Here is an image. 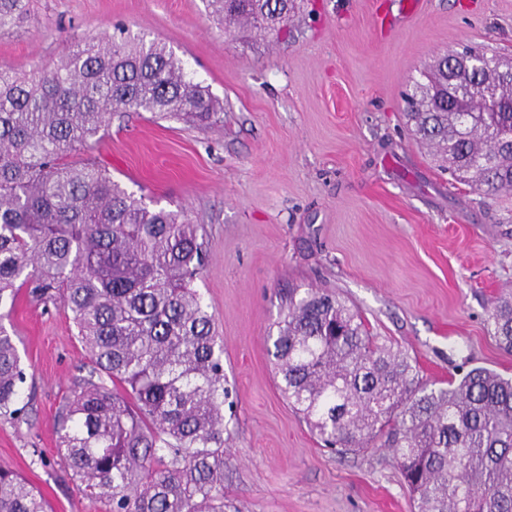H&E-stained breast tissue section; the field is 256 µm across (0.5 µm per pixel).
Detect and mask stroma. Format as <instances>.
I'll return each instance as SVG.
<instances>
[{
	"label": "stroma",
	"instance_id": "stroma-1",
	"mask_svg": "<svg viewBox=\"0 0 512 512\" xmlns=\"http://www.w3.org/2000/svg\"><path fill=\"white\" fill-rule=\"evenodd\" d=\"M306 0L286 35L225 33L206 0H31L0 30V68L52 65L75 41L124 29L172 51L224 103L191 126L114 112L68 155L93 162L151 208L202 225L194 287L224 340L233 401L224 433V512H413L382 448L336 455L282 397L270 332L292 289L332 292L371 336L407 351L424 380L458 366L512 377L488 317L512 291V192L454 181L405 117L404 95L439 56L470 45L512 56V0ZM29 378L26 417H0V468L25 477L52 512H105L57 454L56 417L86 375L62 307L18 297L5 319Z\"/></svg>",
	"mask_w": 512,
	"mask_h": 512
}]
</instances>
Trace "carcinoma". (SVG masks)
Segmentation results:
<instances>
[{
    "label": "carcinoma",
    "instance_id": "1",
    "mask_svg": "<svg viewBox=\"0 0 512 512\" xmlns=\"http://www.w3.org/2000/svg\"><path fill=\"white\" fill-rule=\"evenodd\" d=\"M224 31L279 33L298 0H209ZM27 12L0 0V28ZM415 82L407 117L457 181L512 190V80L477 73L469 111H448L441 68ZM186 123L224 105L187 77L166 46L91 36L50 71L0 70V307L20 290L62 304L88 355V376L58 412L70 478L107 512H224V341L193 284L206 261L203 227L150 209L106 170L65 157L118 109ZM512 352V296L489 317ZM279 389L330 449L383 439L417 512H512V378L461 370L437 387L407 353L368 336L334 293L288 296L273 342ZM15 336L0 324V417L25 410ZM0 512H49L21 475L0 469Z\"/></svg>",
    "mask_w": 512,
    "mask_h": 512
}]
</instances>
